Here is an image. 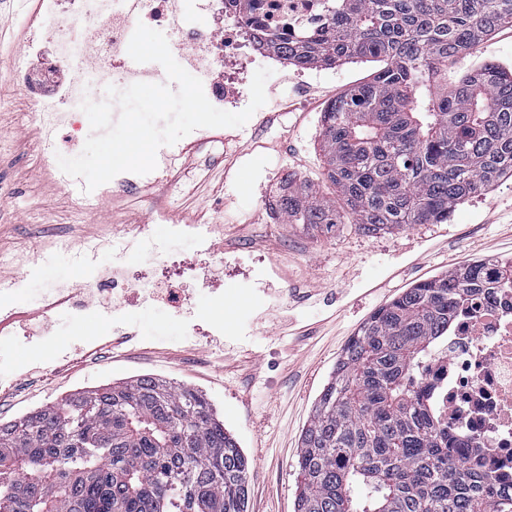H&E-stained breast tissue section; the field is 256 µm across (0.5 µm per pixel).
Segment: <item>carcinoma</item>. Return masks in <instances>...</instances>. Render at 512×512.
<instances>
[{
	"instance_id": "cac0c4a2",
	"label": "carcinoma",
	"mask_w": 512,
	"mask_h": 512,
	"mask_svg": "<svg viewBox=\"0 0 512 512\" xmlns=\"http://www.w3.org/2000/svg\"><path fill=\"white\" fill-rule=\"evenodd\" d=\"M327 28L265 46L308 68L365 59L373 78L321 115L324 179L288 178L287 224L377 234L441 224L512 176V68L450 87L448 60L512 24V0H325ZM512 288V260L418 283L375 311L336 361L301 435L295 512H512L479 455L424 402L430 346L472 297ZM249 462L208 399L153 377L69 394L0 422V512H248Z\"/></svg>"
}]
</instances>
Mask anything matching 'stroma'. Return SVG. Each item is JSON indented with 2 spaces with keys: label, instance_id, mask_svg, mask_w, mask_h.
<instances>
[{
  "label": "stroma",
  "instance_id": "stroma-1",
  "mask_svg": "<svg viewBox=\"0 0 512 512\" xmlns=\"http://www.w3.org/2000/svg\"><path fill=\"white\" fill-rule=\"evenodd\" d=\"M36 0H0V281L21 307L0 328V422L14 421L75 392L163 378L207 396L250 463L249 512H294L299 439L316 398L360 325L407 288L479 259L512 258V178L460 204L445 224H414L376 236L268 223L282 175L321 183V114L369 81L378 61L274 71L267 102L237 128H210L208 143L167 146L156 176L113 188L100 210L80 189L64 191L37 167L34 106L21 89L26 23ZM512 65V26L448 64L449 82L474 66ZM146 222L131 245L129 226ZM214 224L203 253L178 224ZM110 234L113 249L84 260L87 241ZM174 264L186 303L114 308L98 295L78 322L63 304L41 313L46 289L94 283L112 265L150 271ZM224 274L216 301L197 279L202 266ZM265 268L252 288L232 269ZM119 333L106 335L113 321ZM204 333L186 336L187 321Z\"/></svg>",
  "mask_w": 512,
  "mask_h": 512
}]
</instances>
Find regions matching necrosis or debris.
Listing matches in <instances>:
<instances>
[{
  "instance_id": "4bbe7bcc",
  "label": "necrosis or debris",
  "mask_w": 512,
  "mask_h": 512,
  "mask_svg": "<svg viewBox=\"0 0 512 512\" xmlns=\"http://www.w3.org/2000/svg\"><path fill=\"white\" fill-rule=\"evenodd\" d=\"M113 7V0H40L27 21L28 49L40 56L42 70L23 87L47 129L40 141L43 172L55 170V137L71 127L84 91L105 72L131 76L125 30ZM136 11L177 29L179 44L190 49V65L214 70L204 91L220 109L245 99L250 65L280 62V55L261 48L265 32L318 29L325 22L324 0H140ZM192 12L213 17L218 28L190 25ZM85 27L92 37H82ZM424 376L434 385L437 414L462 447L478 449L487 468L512 478V292L478 295L458 309Z\"/></svg>"
}]
</instances>
